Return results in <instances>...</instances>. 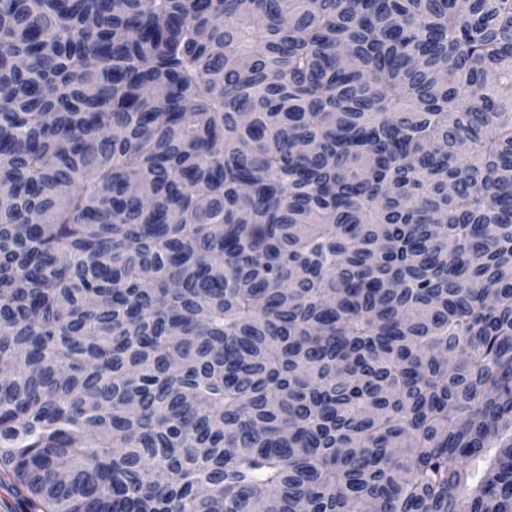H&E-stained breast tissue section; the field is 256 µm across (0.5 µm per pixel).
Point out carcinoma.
I'll use <instances>...</instances> for the list:
<instances>
[{
  "label": "carcinoma",
  "mask_w": 512,
  "mask_h": 512,
  "mask_svg": "<svg viewBox=\"0 0 512 512\" xmlns=\"http://www.w3.org/2000/svg\"><path fill=\"white\" fill-rule=\"evenodd\" d=\"M7 512H512V0H0Z\"/></svg>",
  "instance_id": "cac0c4a2"
}]
</instances>
